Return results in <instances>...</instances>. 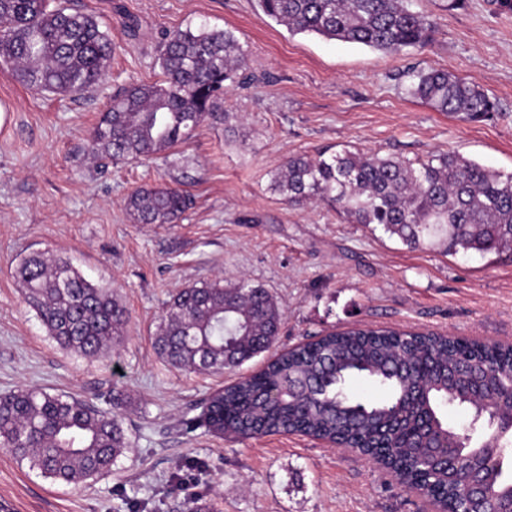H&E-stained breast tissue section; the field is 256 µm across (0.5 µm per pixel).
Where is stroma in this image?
<instances>
[{
	"label": "stroma",
	"instance_id": "35a3bbf8",
	"mask_svg": "<svg viewBox=\"0 0 512 512\" xmlns=\"http://www.w3.org/2000/svg\"><path fill=\"white\" fill-rule=\"evenodd\" d=\"M96 14L115 53L98 88L35 93L0 66V392L18 385L94 399L135 442L120 471L80 486L55 482L0 449V499L13 512H424L365 456L299 434L239 440L187 430L215 390L258 371L188 373L154 348L166 302L207 279H245L284 311L277 349L335 329L370 326L512 340V260L409 249L325 204L292 206L271 188L289 158L329 148L414 160L455 151L512 173V12L489 0H410L434 25L424 48L394 55L290 34L255 0H67ZM208 25L245 50L244 85L168 157L92 160L91 127L112 95L159 78L165 32ZM444 69L481 86L499 110L471 121L413 97L410 69ZM186 190L176 224H135L140 187ZM34 250L69 259L111 288L129 321L120 343L89 360L62 350L13 277Z\"/></svg>",
	"mask_w": 512,
	"mask_h": 512
}]
</instances>
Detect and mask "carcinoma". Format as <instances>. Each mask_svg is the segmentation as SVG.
I'll return each mask as SVG.
<instances>
[{
  "mask_svg": "<svg viewBox=\"0 0 512 512\" xmlns=\"http://www.w3.org/2000/svg\"><path fill=\"white\" fill-rule=\"evenodd\" d=\"M262 16L289 33L399 54L423 46L432 24L407 0H257ZM112 39L98 18L56 0H0V63L28 89L78 95L105 76ZM245 60L233 33L201 26L173 30L160 46L161 78L112 97L90 133L100 159L138 160L165 154L208 119L224 112V89ZM411 94L437 112L465 120L498 111L479 86L438 69L412 73ZM272 189L293 205L324 203L351 224H377L410 249L424 245L447 254L475 251L512 257V173L503 174L454 152L410 161L378 152H332L288 160ZM191 204L171 186L139 188L125 200L135 224H174ZM14 278L48 335L84 358L105 353L127 319L112 290L94 285L70 261L32 253ZM283 311L265 288L221 279L181 289L166 302L154 346L170 366L222 374L268 351ZM482 373L498 401L475 405L469 373ZM353 378L387 392L370 401L348 392ZM467 409L480 435L448 425L444 409ZM209 430L241 438L273 433L327 437L347 448L385 447L384 464L406 460V481L421 478L438 493V512H470L469 485L450 475L431 447L459 442L480 461L493 438L497 459L481 482L495 512H512V475L505 471L512 433L490 428L494 412H512V347L461 341L433 333L358 329L326 334L286 350L261 370L214 392L206 402ZM134 447L118 417L66 393L18 387L0 393V448L28 461L45 478L84 484L118 469Z\"/></svg>",
  "mask_w": 512,
  "mask_h": 512,
  "instance_id": "obj_1",
  "label": "carcinoma"
}]
</instances>
